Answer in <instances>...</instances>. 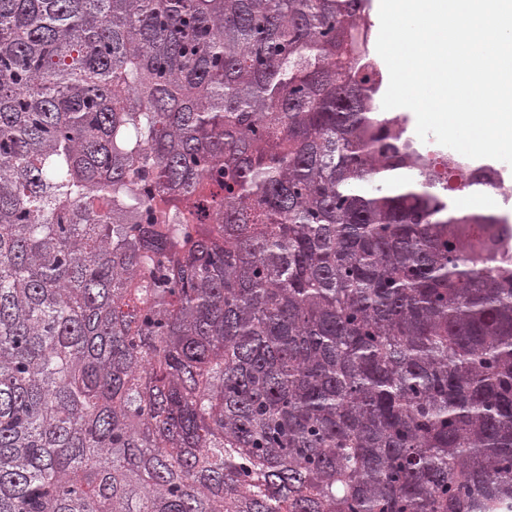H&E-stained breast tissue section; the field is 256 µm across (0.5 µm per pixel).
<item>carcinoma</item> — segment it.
<instances>
[{
	"mask_svg": "<svg viewBox=\"0 0 512 512\" xmlns=\"http://www.w3.org/2000/svg\"><path fill=\"white\" fill-rule=\"evenodd\" d=\"M371 28L0 0V512H512V220ZM385 111L388 112L391 115L404 116L407 119L409 135L414 137L421 144L427 145L428 141L432 140L437 145H439L445 152L454 154V155H456V156H458L460 158L465 159L466 161H468L470 163H473V164H490V165L494 166L496 169L504 171L505 175L508 177L507 185L511 187V190H510L511 197H510V201H509L508 210L511 213V219H512V166L508 165L505 162L494 160V159H487V158L471 159V158L465 157L462 154L456 152L455 150H453L451 148H448V147H445V146H442L439 143H437L435 141V139H434V136L432 134L429 135V137H428V139L426 141H422L417 136V134H416V118H415L414 113L411 110L404 108L402 110L401 109L400 110L392 109V110H385Z\"/></svg>",
	"mask_w": 512,
	"mask_h": 512,
	"instance_id": "obj_1",
	"label": "carcinoma"
}]
</instances>
